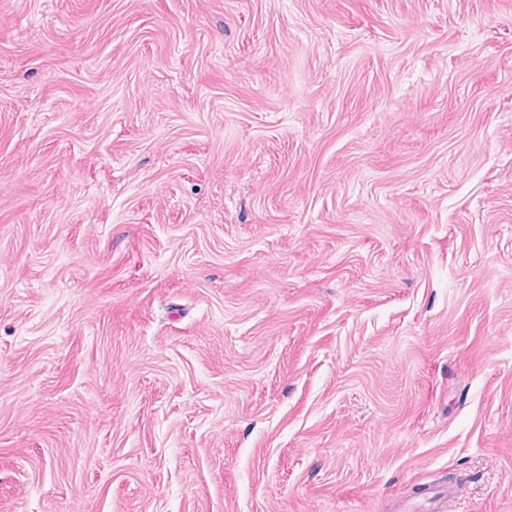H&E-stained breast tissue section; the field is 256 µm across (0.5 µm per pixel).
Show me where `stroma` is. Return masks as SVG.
<instances>
[{"instance_id":"obj_1","label":"stroma","mask_w":512,"mask_h":512,"mask_svg":"<svg viewBox=\"0 0 512 512\" xmlns=\"http://www.w3.org/2000/svg\"><path fill=\"white\" fill-rule=\"evenodd\" d=\"M512 512V0H0V512Z\"/></svg>"}]
</instances>
